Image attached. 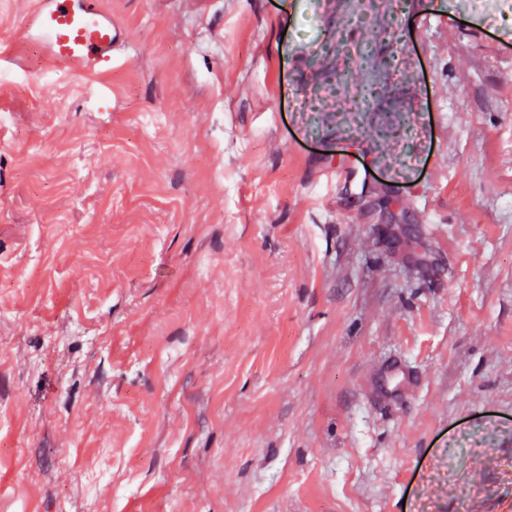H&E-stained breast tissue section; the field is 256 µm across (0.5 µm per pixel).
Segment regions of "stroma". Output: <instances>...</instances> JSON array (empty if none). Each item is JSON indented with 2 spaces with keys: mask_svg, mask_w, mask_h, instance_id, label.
I'll list each match as a JSON object with an SVG mask.
<instances>
[{
  "mask_svg": "<svg viewBox=\"0 0 512 512\" xmlns=\"http://www.w3.org/2000/svg\"><path fill=\"white\" fill-rule=\"evenodd\" d=\"M100 5L90 88L0 0V512H512V22ZM322 180L329 187L336 188L340 182L352 175V168L347 160H336L322 167Z\"/></svg>",
  "mask_w": 512,
  "mask_h": 512,
  "instance_id": "1",
  "label": "stroma"
}]
</instances>
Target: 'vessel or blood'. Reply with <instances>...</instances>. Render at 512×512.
I'll return each mask as SVG.
<instances>
[{"label":"vessel or blood","mask_w":512,"mask_h":512,"mask_svg":"<svg viewBox=\"0 0 512 512\" xmlns=\"http://www.w3.org/2000/svg\"><path fill=\"white\" fill-rule=\"evenodd\" d=\"M23 38L41 48L49 66L73 69L92 83L111 72L126 34L99 0H35ZM351 174L344 159L322 168V180L332 188Z\"/></svg>","instance_id":"b4317fda"}]
</instances>
